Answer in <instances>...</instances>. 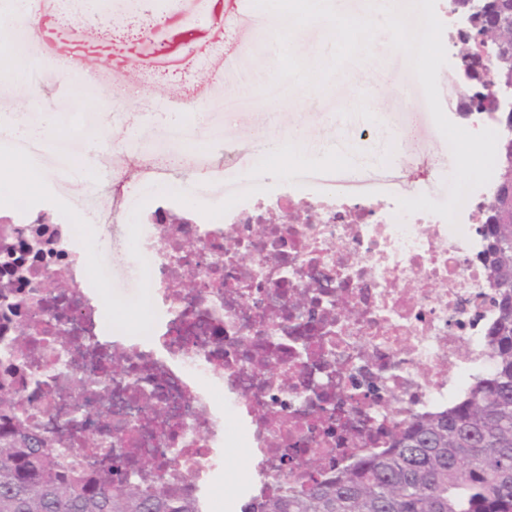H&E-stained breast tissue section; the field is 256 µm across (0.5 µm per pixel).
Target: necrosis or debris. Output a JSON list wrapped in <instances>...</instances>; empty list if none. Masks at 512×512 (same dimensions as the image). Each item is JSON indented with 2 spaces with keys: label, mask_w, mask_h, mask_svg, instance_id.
Here are the masks:
<instances>
[{
  "label": "necrosis or debris",
  "mask_w": 512,
  "mask_h": 512,
  "mask_svg": "<svg viewBox=\"0 0 512 512\" xmlns=\"http://www.w3.org/2000/svg\"><path fill=\"white\" fill-rule=\"evenodd\" d=\"M494 184L463 205L459 229L431 213L328 193H266L184 211L147 203L128 253L148 320L113 324L88 272L89 229L26 193L0 237V388L14 414L96 472L150 461L168 490L213 512L224 421L254 460L245 491L278 492L282 453L296 484L380 447L393 424L442 410L487 373L495 321L478 220ZM67 283L55 297L49 284ZM344 297L353 317L336 305ZM52 384L33 386V373Z\"/></svg>",
  "instance_id": "obj_1"
}]
</instances>
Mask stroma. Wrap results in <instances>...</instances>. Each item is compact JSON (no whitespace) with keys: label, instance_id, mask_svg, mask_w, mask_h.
I'll list each match as a JSON object with an SVG mask.
<instances>
[{"label":"stroma","instance_id":"1","mask_svg":"<svg viewBox=\"0 0 512 512\" xmlns=\"http://www.w3.org/2000/svg\"><path fill=\"white\" fill-rule=\"evenodd\" d=\"M88 0H37L29 21L13 32L20 50L7 55L0 70V114L27 124L40 123L44 110L58 120L48 139H15L0 134V154L22 156L47 174L33 190L62 207L79 203L92 222L90 273L100 280L113 321L124 320L146 299L142 280L132 278L126 256L145 198L172 194L180 208L198 209L203 197L192 182L210 171L233 177L249 171L258 182L287 178L272 173L254 150L262 134H287L297 128L296 151L346 139L362 147V183L344 192L350 201L392 202L425 194L441 201L453 168L448 144L437 129L423 90L404 54L390 46L386 32L375 38L374 57L347 64L321 91L295 89L288 99L259 100L258 91L274 77L276 60L268 45L281 22L259 9H243L240 0H175L166 10L156 0H137L86 21ZM50 58L37 90L44 109L31 106L18 88L35 55ZM79 65L93 78L90 88H63V70ZM236 97L237 111L224 109ZM111 98V111L97 102ZM368 98L378 123L349 124L345 111ZM187 101L192 110L174 117L165 102ZM411 129L412 136L393 167L380 160L391 149L390 133ZM110 138L101 150L100 139ZM87 161L84 175L74 173ZM106 173L96 181V173ZM224 485L215 498L226 501L229 487L252 471L245 440L232 435L224 451Z\"/></svg>","mask_w":512,"mask_h":512}]
</instances>
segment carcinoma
I'll list each match as a JSON object with an SVG mask.
<instances>
[{
  "instance_id": "cac0c4a2",
  "label": "carcinoma",
  "mask_w": 512,
  "mask_h": 512,
  "mask_svg": "<svg viewBox=\"0 0 512 512\" xmlns=\"http://www.w3.org/2000/svg\"><path fill=\"white\" fill-rule=\"evenodd\" d=\"M468 2L455 46L469 81L464 117L498 109L504 80L512 78V0ZM481 47L496 60L489 78L477 63ZM496 158V189L481 228L496 308L490 372L447 410L396 424L378 453L327 481L290 485L249 512H512V218L495 211L512 152L499 148ZM129 469L121 459L117 480H98L40 434L0 425V512H198L160 480L145 488L128 478Z\"/></svg>"
}]
</instances>
